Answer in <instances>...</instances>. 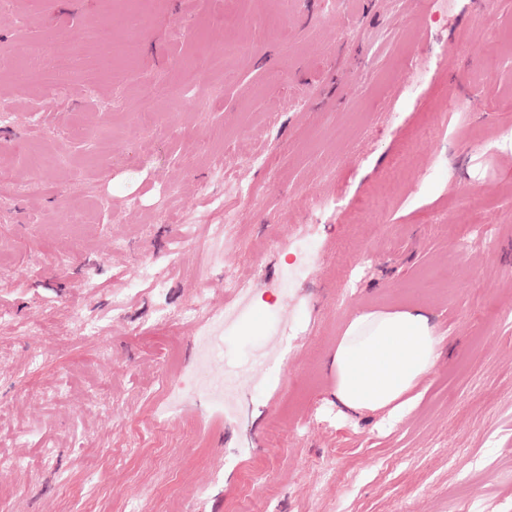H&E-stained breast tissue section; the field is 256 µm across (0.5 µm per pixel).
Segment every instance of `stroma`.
Masks as SVG:
<instances>
[{
    "label": "stroma",
    "instance_id": "stroma-1",
    "mask_svg": "<svg viewBox=\"0 0 512 512\" xmlns=\"http://www.w3.org/2000/svg\"><path fill=\"white\" fill-rule=\"evenodd\" d=\"M447 3L0 6V512H512V5ZM229 280L253 304L201 369ZM413 306L444 338L416 407L340 413L349 321Z\"/></svg>",
    "mask_w": 512,
    "mask_h": 512
}]
</instances>
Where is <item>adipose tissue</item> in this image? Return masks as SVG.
<instances>
[{
	"label": "adipose tissue",
	"mask_w": 512,
	"mask_h": 512,
	"mask_svg": "<svg viewBox=\"0 0 512 512\" xmlns=\"http://www.w3.org/2000/svg\"><path fill=\"white\" fill-rule=\"evenodd\" d=\"M443 347L423 309L354 316L329 364L337 402L353 411H409L414 405L412 390L426 380Z\"/></svg>",
	"instance_id": "obj_1"
}]
</instances>
